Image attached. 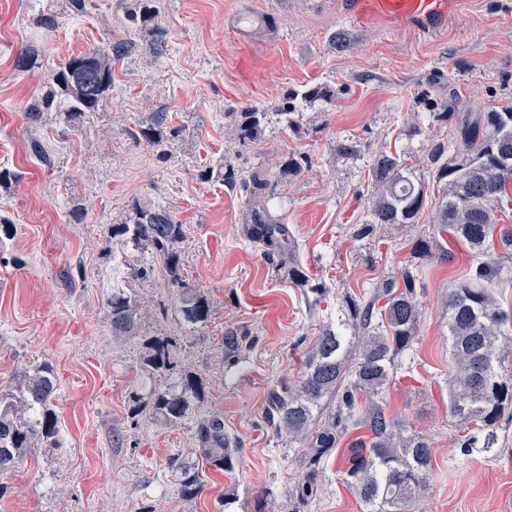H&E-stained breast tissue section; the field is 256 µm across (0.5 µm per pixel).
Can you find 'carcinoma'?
Instances as JSON below:
<instances>
[{
	"mask_svg": "<svg viewBox=\"0 0 512 512\" xmlns=\"http://www.w3.org/2000/svg\"><path fill=\"white\" fill-rule=\"evenodd\" d=\"M131 27H144L155 37L153 50L165 48V30L156 22L155 0H118ZM138 49L134 38L109 40L71 55L53 73V88L45 98L24 111L30 123L43 109L64 112L77 122L95 112L112 90V63ZM38 64V53L28 48L15 59V68L28 71ZM265 113L244 107L237 135L246 140L261 132ZM436 119L455 120L452 141L426 150L431 185L438 189L434 229L446 232L475 257L467 273L448 289V410L467 431L460 443L463 454L490 453L497 427L512 419V370L505 366L501 343L512 342V312L501 307L493 289L512 280V229L500 225L503 199L512 195V103L482 112H438ZM168 113L155 112L141 135L161 137ZM249 195L250 236L272 246L288 235L283 221L265 206L270 186L263 169L242 178ZM372 205L369 219L354 228L357 238L374 237L387 224H413L429 200L426 183L415 180L399 155H382L371 171ZM112 237L135 247L150 248L163 262L164 276L176 288L174 308L159 306V315L174 313L178 322L194 331L211 315L206 296L190 287L181 273L180 244L183 225L167 209L142 207L134 224H114ZM351 335L327 328L316 337L306 356L297 384L286 378L271 389L270 422L276 433L307 442L310 473L296 488L294 500L304 504L313 496L321 463L350 435L344 447L346 468L342 482L363 503L366 512H416V495L427 488L433 471L430 440L420 434L401 437L399 422L383 408V390L395 357L412 348L418 333L421 308L416 278L409 270L384 281L367 300H345ZM112 338L137 339L143 309L130 294L114 290L106 301ZM147 354L139 372L147 378H173L153 388L140 409L169 424L182 421L190 407L204 396V380L188 368H178L177 343L169 337L143 340ZM242 348L237 333L224 335L226 361ZM57 390L54 368L47 362L29 364L15 377L14 387L0 390V474L11 470L26 455L51 444L58 435L52 400ZM336 408L319 420L324 406ZM199 457L210 466L233 472L241 449L224 433V414L210 412L196 424ZM169 467L178 476L177 491L195 498L203 491L197 464L173 458Z\"/></svg>",
	"mask_w": 512,
	"mask_h": 512,
	"instance_id": "cac0c4a2",
	"label": "carcinoma"
}]
</instances>
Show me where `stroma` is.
Returning a JSON list of instances; mask_svg holds the SVG:
<instances>
[{"label":"stroma","instance_id":"35a3bbf8","mask_svg":"<svg viewBox=\"0 0 512 512\" xmlns=\"http://www.w3.org/2000/svg\"><path fill=\"white\" fill-rule=\"evenodd\" d=\"M167 49L152 50L150 31L135 54L113 66L112 90L78 124L64 113L27 123L23 111L52 84L69 55L124 38L115 0L79 12L69 0H0V389L24 364L48 361L56 372L59 445L27 455L0 475V512H253L259 494L285 505L307 477L305 445L277 436L268 396L281 378L297 380L312 343L340 328L346 297L366 299L384 280L412 269L422 308L412 350L395 361L383 394L386 411L407 433L429 438L434 473L418 512H512V421L497 431L498 451L466 456L448 411V314L445 296L472 263L451 245L440 262L411 251L432 233V209L412 224L384 226L358 240L380 155L419 157L449 141L453 121L432 117L441 103L480 112L512 102V0H462L440 28L385 18L353 0H158ZM54 13L51 30L32 26ZM266 17L267 29L242 39L239 12ZM38 67L21 72L25 47ZM302 93L292 123L268 113L260 139L237 138L234 113ZM166 111L180 136L157 146L139 130ZM301 160L284 176L282 162ZM224 162L265 169L272 215L288 229L279 261L251 240L240 186L200 178ZM160 204L183 224V276L209 299L211 316L196 331L161 319L171 304L164 280L134 281L133 266L156 264L150 250L113 239L138 209ZM302 269L307 283L288 277ZM328 289L317 300L311 286ZM128 288L146 317V335L176 338L184 366L204 380L200 413L220 412L241 449L233 474L204 467V489L178 496L171 458L195 460V417L159 424L134 414L137 342L117 343L104 307ZM242 349L221 369L224 334ZM342 449L327 457L317 490L301 512H364L341 481Z\"/></svg>","mask_w":512,"mask_h":512}]
</instances>
